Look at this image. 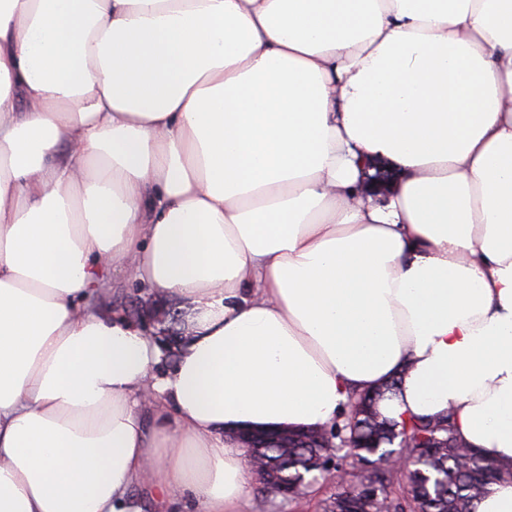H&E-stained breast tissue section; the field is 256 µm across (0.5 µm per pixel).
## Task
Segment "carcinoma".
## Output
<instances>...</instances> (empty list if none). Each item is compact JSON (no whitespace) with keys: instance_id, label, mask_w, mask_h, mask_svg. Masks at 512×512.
Masks as SVG:
<instances>
[{"instance_id":"obj_1","label":"carcinoma","mask_w":512,"mask_h":512,"mask_svg":"<svg viewBox=\"0 0 512 512\" xmlns=\"http://www.w3.org/2000/svg\"><path fill=\"white\" fill-rule=\"evenodd\" d=\"M393 381L374 392L357 393L348 404L346 418L335 423L346 437L359 435L370 447L359 451L362 459L377 462L372 469H360L350 459L349 449L282 448L268 441L253 449L254 457L270 469L276 486L288 485L290 499L304 494L306 477L318 473L335 476L336 490L322 502L321 512H343L344 502L371 488L376 493V512H476L486 487L502 479V471L475 449L457 441L453 413L437 418L413 417L396 422L375 412L364 415L365 402L377 394L378 400L396 394ZM408 436L415 451L425 457L410 471H400L386 464L396 452L392 448V431Z\"/></svg>"}]
</instances>
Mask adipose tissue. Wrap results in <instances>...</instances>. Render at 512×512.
<instances>
[{
    "instance_id": "obj_1",
    "label": "adipose tissue",
    "mask_w": 512,
    "mask_h": 512,
    "mask_svg": "<svg viewBox=\"0 0 512 512\" xmlns=\"http://www.w3.org/2000/svg\"><path fill=\"white\" fill-rule=\"evenodd\" d=\"M395 377L512 512V0H0V512H244L232 429ZM113 287L109 297L105 300V305L112 311L119 312L128 317L138 326H140L146 335L151 336L155 333L153 328H150L145 318H142L141 311L145 310V306L153 302L155 304L163 305L168 308H177L172 311L180 319L183 318V312L186 308H180L181 302L164 296L147 286L129 280L123 273H113ZM131 309L138 310V317L132 314ZM181 310V311H180ZM181 320V319H180ZM145 317L148 321L157 324H166L171 322L168 325L169 330L162 333L164 335L168 334L171 336L164 344L161 345V349L163 351V359L168 360L171 351L174 350L175 343L178 341V335H180V332L177 330V320L171 319L168 311H164L162 309H152L151 311L147 312Z\"/></svg>"
}]
</instances>
